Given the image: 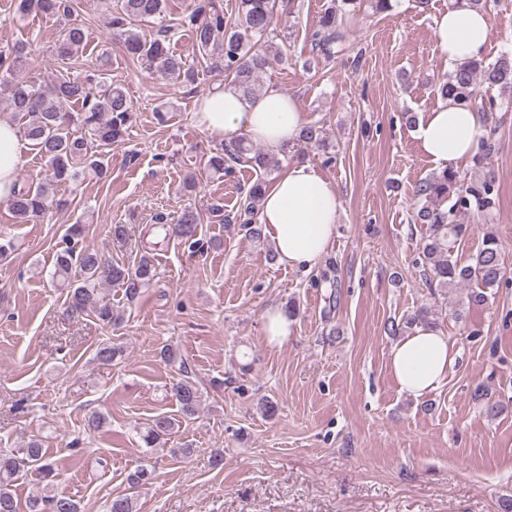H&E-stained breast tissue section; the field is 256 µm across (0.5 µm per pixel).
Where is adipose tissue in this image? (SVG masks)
<instances>
[{"instance_id":"obj_1","label":"adipose tissue","mask_w":512,"mask_h":512,"mask_svg":"<svg viewBox=\"0 0 512 512\" xmlns=\"http://www.w3.org/2000/svg\"><path fill=\"white\" fill-rule=\"evenodd\" d=\"M435 40L449 66L484 55L492 38L487 11L467 4L448 9L435 20ZM199 126L228 143L244 134L280 153L296 144L305 125L294 98L268 85L257 97H243L232 85H216L198 99ZM489 127L479 113L441 102L417 124L414 138L434 164L470 160ZM27 141L10 114H0V201L17 187ZM342 204L335 187L315 168L292 164L266 190L260 222L281 264L312 269L326 254L335 234ZM453 362L452 344L444 332L418 326L390 350L389 370L401 393L421 398L439 389Z\"/></svg>"}]
</instances>
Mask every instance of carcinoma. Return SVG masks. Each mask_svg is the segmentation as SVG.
Here are the masks:
<instances>
[{"label": "carcinoma", "mask_w": 512, "mask_h": 512, "mask_svg": "<svg viewBox=\"0 0 512 512\" xmlns=\"http://www.w3.org/2000/svg\"><path fill=\"white\" fill-rule=\"evenodd\" d=\"M78 0H17L16 14L23 18L42 12L61 20L57 53L61 61L72 58L85 39L84 28L76 22ZM276 0H237V18L227 23L222 0H191L178 26L192 33L208 71L230 78L243 95L254 96L259 77L286 61V54L269 40ZM166 0H113L111 11L112 41L119 45L124 57L156 70L167 79L192 84L197 70L170 48ZM149 19L159 23L156 35L149 38L138 31ZM311 52L329 60L343 51L345 32L340 28L336 6H331L309 36ZM26 62L23 49L0 50V98L12 112L25 119L22 133L32 142L51 171L49 181L32 188L22 187L8 200L15 217L30 221L45 215L53 207L56 186L61 182L77 183L86 175L106 177L107 168L97 154L124 139L132 119L133 105L123 89L109 83L100 69L86 70L76 76H61L47 86L20 80L17 69ZM512 87V52H504L489 62L486 58L467 61L442 77L437 93L457 106L475 109L492 119L500 104L479 91V85ZM81 105L75 113L72 107ZM300 143L305 146L323 144L322 128L310 124L303 127ZM499 150L494 135H489L479 152L472 157L471 176L449 167L421 181L414 190L418 208L414 223L427 226L429 234L422 245L423 267L429 280L431 295H448L457 288L469 287L465 299L467 309L479 307L488 299V291L497 287L504 276L501 244L489 224L499 198V183L489 160ZM238 162L247 163L256 180L243 189L235 214H224V223L241 224L252 238L263 237V225L257 222L261 200L267 187L270 157L242 141L232 147H221L211 156L208 168L222 176L233 171ZM448 204L442 208V204ZM476 215L484 220L481 242L470 263L458 265L449 259L455 243L474 232V226L459 222L461 215ZM200 224L199 213L188 207L176 224L161 225L165 234L175 233L189 246H196ZM83 225L74 224L58 247L53 278L68 288V308L90 312L98 321L112 325L119 320L112 307L96 302L104 283L123 289L126 300L133 304L155 276L149 256L143 255L130 264L119 262L96 251L79 248ZM432 306L422 304L398 321L387 326L396 336L418 325H434ZM183 378L173 384L172 397L183 417L192 419L203 402L204 392L182 369ZM177 420L157 416L140 431L149 448L164 445L174 433ZM58 464L33 439L17 451L0 450V512H80L79 503L69 495L57 492L54 482ZM44 482L43 493L21 505L15 497L13 483L28 472ZM151 477L142 468L129 475V492L112 498L109 512H136V490Z\"/></svg>", "instance_id": "obj_1"}]
</instances>
